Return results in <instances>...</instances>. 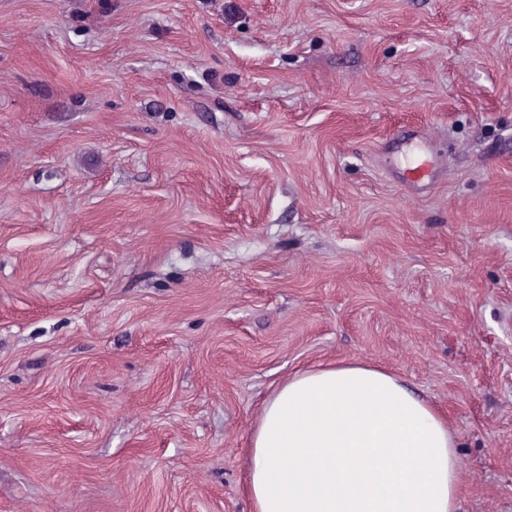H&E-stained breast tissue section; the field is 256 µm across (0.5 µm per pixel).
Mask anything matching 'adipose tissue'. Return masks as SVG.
Instances as JSON below:
<instances>
[{
    "label": "adipose tissue",
    "instance_id": "obj_1",
    "mask_svg": "<svg viewBox=\"0 0 512 512\" xmlns=\"http://www.w3.org/2000/svg\"><path fill=\"white\" fill-rule=\"evenodd\" d=\"M253 512H456L447 421L389 370L322 365L264 401L248 440Z\"/></svg>",
    "mask_w": 512,
    "mask_h": 512
}]
</instances>
